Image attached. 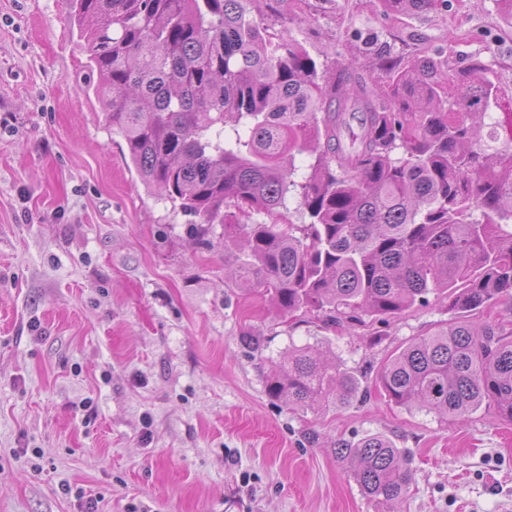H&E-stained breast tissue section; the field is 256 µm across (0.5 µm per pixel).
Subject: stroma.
I'll list each match as a JSON object with an SVG mask.
<instances>
[{
  "instance_id": "35a3bbf8",
  "label": "stroma",
  "mask_w": 512,
  "mask_h": 512,
  "mask_svg": "<svg viewBox=\"0 0 512 512\" xmlns=\"http://www.w3.org/2000/svg\"><path fill=\"white\" fill-rule=\"evenodd\" d=\"M262 21L317 62L380 83L377 53L512 89V16L496 0L427 13L380 0H264ZM68 0H0V512H376L332 444L381 433L410 461L394 512H512V422L460 424L389 401L398 348L451 318L429 295L389 322L293 323L226 273L123 157ZM259 337L254 352L243 334ZM329 341L364 399L299 410L266 376L290 344Z\"/></svg>"
}]
</instances>
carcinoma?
<instances>
[{
    "label": "carcinoma",
    "mask_w": 512,
    "mask_h": 512,
    "mask_svg": "<svg viewBox=\"0 0 512 512\" xmlns=\"http://www.w3.org/2000/svg\"><path fill=\"white\" fill-rule=\"evenodd\" d=\"M253 3L70 0L95 94L139 178L195 218L190 235L222 225L244 255L229 277L263 288L284 316L342 332L445 295L454 318L392 357L384 390L452 422L483 407L512 422V95L478 59L455 72L380 55L377 91L346 68L331 77L251 17ZM291 196L307 222L277 221ZM238 212L273 222L238 224ZM497 304L505 313L480 319ZM267 389L300 410L364 395L360 377L309 345L288 350ZM334 452L384 512L408 493L410 462L388 437Z\"/></svg>",
    "instance_id": "1"
}]
</instances>
